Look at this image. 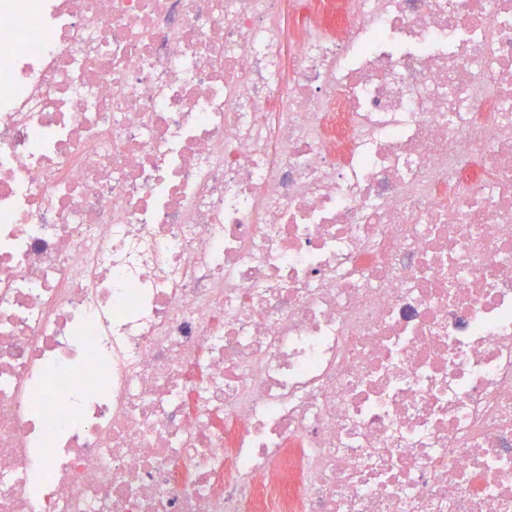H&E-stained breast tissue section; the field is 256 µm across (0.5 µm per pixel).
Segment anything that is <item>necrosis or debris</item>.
I'll return each mask as SVG.
<instances>
[{
  "mask_svg": "<svg viewBox=\"0 0 512 512\" xmlns=\"http://www.w3.org/2000/svg\"><path fill=\"white\" fill-rule=\"evenodd\" d=\"M294 12L0 0V512H512V0Z\"/></svg>",
  "mask_w": 512,
  "mask_h": 512,
  "instance_id": "necrosis-or-debris-1",
  "label": "necrosis or debris"
}]
</instances>
